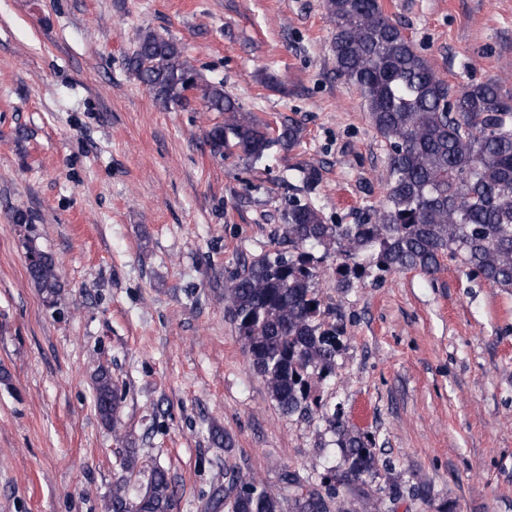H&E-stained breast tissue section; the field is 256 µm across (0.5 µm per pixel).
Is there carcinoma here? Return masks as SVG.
<instances>
[{"instance_id":"obj_1","label":"carcinoma","mask_w":512,"mask_h":512,"mask_svg":"<svg viewBox=\"0 0 512 512\" xmlns=\"http://www.w3.org/2000/svg\"><path fill=\"white\" fill-rule=\"evenodd\" d=\"M323 7L333 27L336 75L359 90L371 126L389 145L387 178L384 201L373 215L356 224H327L311 202L322 167L295 164L302 189L288 197L283 210L288 249L252 257L225 284L224 317L277 409L289 417L322 409L310 381L335 373L344 335L315 290L323 258L307 246H321L327 254L336 249L333 275L342 290L373 273L432 274L444 257L468 275L512 288V91L497 78L452 90L380 0H324ZM128 65L164 109L190 107L189 89L201 90L205 110L224 115L207 139L226 160L254 169L273 149L290 152L301 143L295 121L273 127L222 83H200L183 48L168 37L140 33ZM26 249L30 280L47 305H56L62 288L53 256L32 240ZM95 393L101 420L117 426L121 400L105 370L95 378ZM328 424L340 460L320 483L286 471L273 489L227 466L209 509L333 512L336 485L389 471L388 464H379L371 435L336 415ZM172 506L168 474L155 466L145 491L135 497L127 478H118L107 512H172Z\"/></svg>"}]
</instances>
